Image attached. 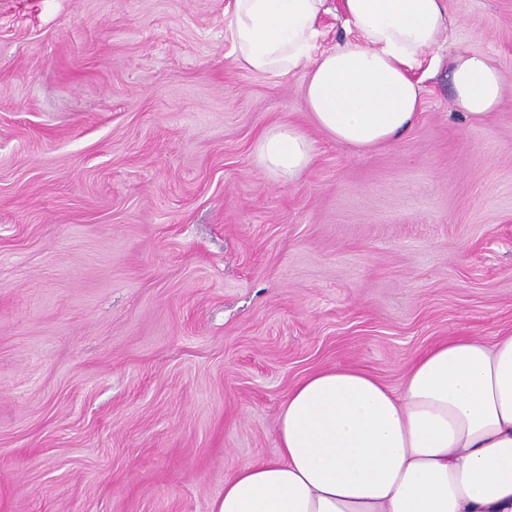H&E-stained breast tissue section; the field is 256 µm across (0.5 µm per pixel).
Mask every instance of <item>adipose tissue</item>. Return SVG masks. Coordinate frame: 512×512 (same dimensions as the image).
Returning <instances> with one entry per match:
<instances>
[{
  "label": "adipose tissue",
  "mask_w": 512,
  "mask_h": 512,
  "mask_svg": "<svg viewBox=\"0 0 512 512\" xmlns=\"http://www.w3.org/2000/svg\"><path fill=\"white\" fill-rule=\"evenodd\" d=\"M329 0H233L234 56L282 76L307 71L314 123L353 149L388 144L414 124V65L448 30V0H343L356 39L316 52ZM448 78L456 111L481 122L503 101L499 67L462 48ZM272 178L293 180L314 144L292 123L255 144ZM278 454L241 465L212 512H512V335L454 336L416 357L398 387L353 367L295 385L277 420Z\"/></svg>",
  "instance_id": "ef3b65f1"
}]
</instances>
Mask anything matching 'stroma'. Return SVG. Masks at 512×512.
Masks as SVG:
<instances>
[{"instance_id": "35a3bbf8", "label": "stroma", "mask_w": 512, "mask_h": 512, "mask_svg": "<svg viewBox=\"0 0 512 512\" xmlns=\"http://www.w3.org/2000/svg\"><path fill=\"white\" fill-rule=\"evenodd\" d=\"M231 4L0 0V512H211L310 373L512 334V0H448L417 120L366 150L305 70L240 66ZM458 47L504 79L477 124ZM276 122L314 142L289 183ZM448 78L456 111L472 123L481 122L501 106V70L486 54L468 48L457 50L449 60ZM262 170L276 180L290 182L314 157V144L302 128L292 123L268 127L255 144Z\"/></svg>"}]
</instances>
